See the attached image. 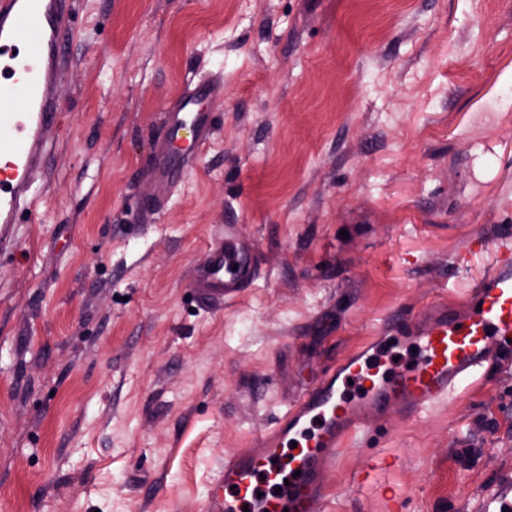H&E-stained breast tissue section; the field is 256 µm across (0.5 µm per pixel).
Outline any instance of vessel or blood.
<instances>
[{
  "instance_id": "1",
  "label": "vessel or blood",
  "mask_w": 512,
  "mask_h": 512,
  "mask_svg": "<svg viewBox=\"0 0 512 512\" xmlns=\"http://www.w3.org/2000/svg\"><path fill=\"white\" fill-rule=\"evenodd\" d=\"M71 12L72 0H0V251L10 247L22 214H38L35 185L49 154L45 133L60 115ZM223 91L220 76L193 82L168 107L154 152L161 197L149 214L163 208L216 131L215 113L198 110L197 102L220 99ZM256 262L250 246L218 230L192 279L198 299L241 294ZM394 324L396 335L379 331L326 371L253 448L225 452L224 472L203 512H328L324 478L350 441L364 439L391 413L421 419L482 370L511 364L512 239H501L491 275L472 290L464 310L452 313L433 302L414 315H396ZM395 345L415 354L400 370L387 358ZM391 466L379 453L344 479L361 488ZM410 497V490L386 486L385 512H407Z\"/></svg>"
}]
</instances>
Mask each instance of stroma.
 <instances>
[{
  "label": "stroma",
  "instance_id": "stroma-1",
  "mask_svg": "<svg viewBox=\"0 0 512 512\" xmlns=\"http://www.w3.org/2000/svg\"><path fill=\"white\" fill-rule=\"evenodd\" d=\"M39 216L0 257V512H201L252 447L396 312L464 305L512 237V0H76ZM224 76L219 123L160 216L161 114ZM251 288L189 286L213 225ZM488 247L472 253L470 239ZM410 512H490L512 489V365L376 452Z\"/></svg>",
  "mask_w": 512,
  "mask_h": 512
}]
</instances>
